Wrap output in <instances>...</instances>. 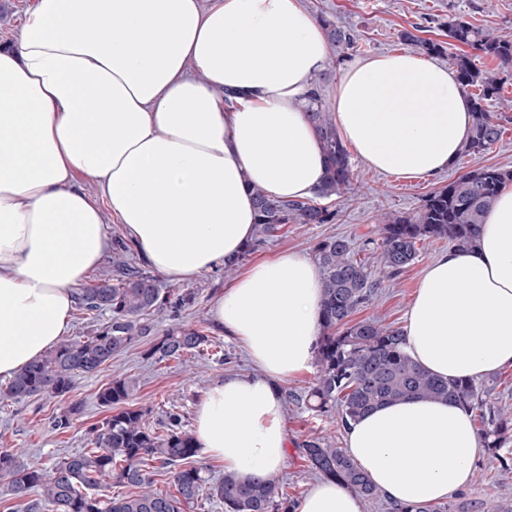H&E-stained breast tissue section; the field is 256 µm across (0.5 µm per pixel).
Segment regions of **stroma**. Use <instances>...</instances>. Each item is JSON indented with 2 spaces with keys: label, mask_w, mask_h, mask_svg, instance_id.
<instances>
[{
  "label": "stroma",
  "mask_w": 512,
  "mask_h": 512,
  "mask_svg": "<svg viewBox=\"0 0 512 512\" xmlns=\"http://www.w3.org/2000/svg\"><path fill=\"white\" fill-rule=\"evenodd\" d=\"M306 4L313 13H326L337 25L350 29L355 35L352 46L335 49V68L328 70L318 82V89L324 95L353 60L404 51L401 34L414 25L424 27L426 37L440 42L447 39L443 26L452 16L512 35V0H306ZM501 97L503 103L497 111L506 117L503 134L482 158L462 153L441 173L412 179L376 172L360 161H353L358 192L354 199L333 201L332 206L338 212L335 223L289 225L285 234L252 253L251 261L288 251L310 254L321 239L331 235L361 236L383 215L414 212L428 193L475 165L512 166V77L504 84ZM448 249L445 242L425 244L418 259L405 272L394 278H382L372 301L358 311V318H375L403 326L404 314L425 266ZM210 334L224 348L238 352V366H219L202 359L189 370L173 362L155 364L144 356L145 343L132 344L113 359L109 368L78 380L67 399H35L20 404L0 402V448L25 449L26 462L47 469L64 456L85 448L90 429L107 415L106 410L98 406L96 395L118 374L139 378L137 402L150 408V420L161 418L173 408L193 414L197 398L210 384L233 372L241 374L253 370L252 363L246 355L240 354V346L232 337L216 328L211 329ZM69 400L82 402L84 408L71 429L61 433L54 430L51 418ZM284 421L290 448L287 466L278 480L290 494L300 498L317 477L300 458L295 444L312 432L328 429L329 423L292 408L285 409ZM474 473L476 478L466 490V497L481 499L491 508L503 500H512V471H502L484 454L477 460Z\"/></svg>",
  "instance_id": "stroma-1"
}]
</instances>
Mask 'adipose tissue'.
I'll return each instance as SVG.
<instances>
[{
	"label": "adipose tissue",
	"instance_id": "obj_1",
	"mask_svg": "<svg viewBox=\"0 0 512 512\" xmlns=\"http://www.w3.org/2000/svg\"><path fill=\"white\" fill-rule=\"evenodd\" d=\"M330 55L303 0H34L15 45L0 48V378L67 334L75 288L111 246L106 216L149 267L189 284L250 242L253 188L311 197L326 155L303 105ZM329 110L366 166L405 178L448 168L472 121L453 72L410 51L349 63ZM321 299L303 252L253 263L217 298L212 325L254 369L199 396L202 456L244 477L284 469L280 385L314 361ZM403 332L408 355L443 379L512 366V184L473 248L427 265ZM346 446L379 491L417 506L468 488L482 451L467 410L420 398L374 408ZM295 512L363 507L320 480Z\"/></svg>",
	"mask_w": 512,
	"mask_h": 512
}]
</instances>
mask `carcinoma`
Listing matches in <instances>:
<instances>
[{
    "mask_svg": "<svg viewBox=\"0 0 512 512\" xmlns=\"http://www.w3.org/2000/svg\"><path fill=\"white\" fill-rule=\"evenodd\" d=\"M334 47L349 46L354 34L326 15L319 16ZM418 27L401 33L402 41L430 54L467 46L495 59L502 69H512V38L472 25L459 17L448 18V45L418 34ZM463 89L469 95L472 124L463 146L465 153L481 156L502 135L500 117L492 111L504 79L481 71L462 52L450 54ZM306 109L317 124L328 158V174L317 193L320 198L350 197L357 192L350 153L336 130L319 93L308 97ZM512 184V169L496 165L474 167L432 191L411 214H391L375 226L362 250L376 254L382 274L392 278L418 258L425 242H446L458 250L471 248L479 227L501 190ZM257 204V239L250 252L290 224H331L337 212L313 199L280 200L252 189ZM130 240L112 238L111 269L84 289L77 309L91 329L83 336L60 342L37 361L0 384V400L25 403L58 398L70 393L76 380L94 375L132 343L150 340L145 358L154 363H189L203 358L218 365L231 364L235 356L214 343L203 325L178 323L182 312L195 305L197 293L163 288L155 275L133 261ZM322 275L320 333L316 342V375L312 385L287 394L286 403L299 411L324 415L338 429L375 407L411 398L450 400L466 408L479 424V434L491 459L504 471L512 469V418H506L490 401L494 380L440 379L417 364L404 351L402 329L354 315L367 304L380 284L370 264L354 255L348 236H329L315 246ZM173 321L155 336L157 323ZM140 388L137 377H113L97 393L98 405L110 411L93 428L87 447L46 470L24 462L17 448H0V479L20 500V512H192L202 499L224 505V512H291L297 499L273 480L241 477L226 472L218 479L193 465L198 456L185 415L175 409L155 423L148 411L133 403ZM82 411L71 403L52 419L56 430L66 432ZM300 456L322 479L334 480L368 501L380 492L358 468L346 449L329 435L311 434L297 443ZM170 474L175 492L153 488L154 473ZM129 487L115 494L112 487ZM391 512H485L484 502L414 506L389 503Z\"/></svg>",
    "mask_w": 512,
    "mask_h": 512,
    "instance_id": "cac0c4a2",
    "label": "carcinoma"
}]
</instances>
